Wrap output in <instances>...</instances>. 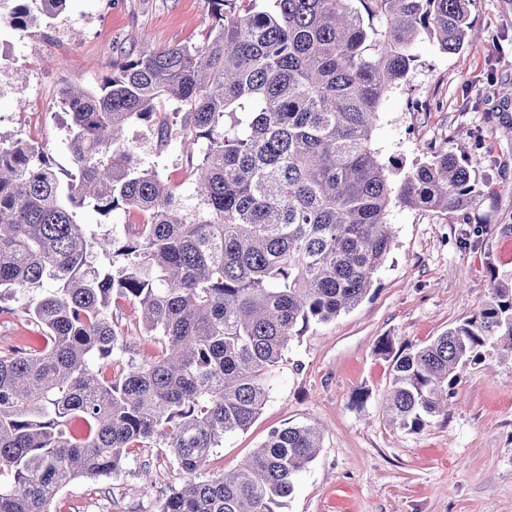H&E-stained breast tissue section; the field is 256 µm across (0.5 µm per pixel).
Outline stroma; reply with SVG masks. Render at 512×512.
Wrapping results in <instances>:
<instances>
[{
  "label": "stroma",
  "instance_id": "1",
  "mask_svg": "<svg viewBox=\"0 0 512 512\" xmlns=\"http://www.w3.org/2000/svg\"><path fill=\"white\" fill-rule=\"evenodd\" d=\"M478 40L445 54L427 37L413 46L406 83L382 100L374 133L400 179L416 162L448 150L479 156L478 196L457 212L392 207L395 243L370 293L350 312L311 324L290 342L259 418L225 437L200 478L229 472L275 428L323 429L322 448L280 512H512V362L489 352L465 370L447 415L423 432L392 425L381 337L420 345L476 314L489 299L490 270L512 274V0H474ZM212 17L204 0H68L50 25L18 32L0 25V134L44 145L66 174L68 116L61 91L97 88L114 64L177 44L200 43ZM139 144L182 199L191 196L182 149ZM34 326L15 300L0 301V355ZM187 479L167 449L133 452L115 478H81L55 512H156Z\"/></svg>",
  "mask_w": 512,
  "mask_h": 512
}]
</instances>
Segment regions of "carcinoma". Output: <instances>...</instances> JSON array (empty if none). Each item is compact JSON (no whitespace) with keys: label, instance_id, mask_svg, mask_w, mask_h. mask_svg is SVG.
<instances>
[{"label":"carcinoma","instance_id":"1","mask_svg":"<svg viewBox=\"0 0 512 512\" xmlns=\"http://www.w3.org/2000/svg\"><path fill=\"white\" fill-rule=\"evenodd\" d=\"M471 2L205 0L200 44L62 90L67 180L43 145L0 139V297H28L42 340L0 356V512H53L71 482L117 476L157 442L189 476L157 512H277L320 453L313 426L272 430L232 472L196 473L258 418L290 341L368 295L394 246L391 207L472 204L471 161L436 152L394 181L374 141L416 39L459 52ZM64 6L0 0V24L25 31ZM134 125L189 150L195 205L141 166L122 138ZM85 209L100 232L78 220ZM117 211L140 218L136 234L114 235ZM489 275L472 317L422 345L379 340L399 428L428 427L487 346L512 356V276ZM46 280L52 291L30 295ZM115 297L162 337L158 354L120 339Z\"/></svg>","mask_w":512,"mask_h":512}]
</instances>
